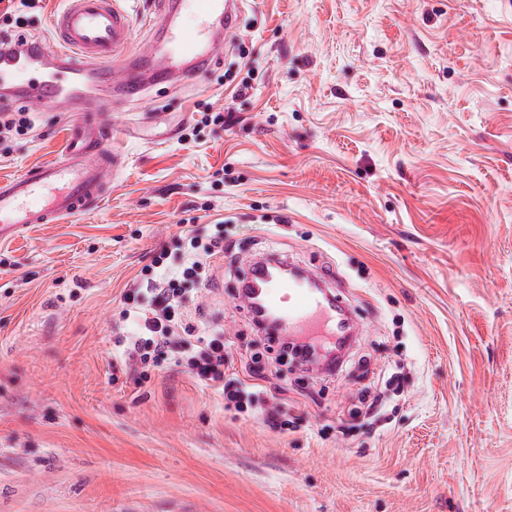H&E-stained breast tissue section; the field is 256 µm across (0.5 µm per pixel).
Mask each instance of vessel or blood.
<instances>
[{
    "label": "vessel or blood",
    "instance_id": "1",
    "mask_svg": "<svg viewBox=\"0 0 512 512\" xmlns=\"http://www.w3.org/2000/svg\"><path fill=\"white\" fill-rule=\"evenodd\" d=\"M242 0H156L153 23L172 46L158 55L154 45L130 51L131 22L116 0H65L50 25L55 51L29 45L0 48V86L41 110L64 106L66 139L49 162L23 174L0 177V243L12 241L35 224H58L94 208L112 187V99L140 98L147 89L204 74L221 60L223 33L232 31ZM193 25H186L185 16ZM320 273L269 282L265 306L278 318V339L332 336L340 328L336 308L316 284Z\"/></svg>",
    "mask_w": 512,
    "mask_h": 512
}]
</instances>
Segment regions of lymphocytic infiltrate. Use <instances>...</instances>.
Returning a JSON list of instances; mask_svg holds the SVG:
<instances>
[{
	"instance_id": "f902f5d3",
	"label": "lymphocytic infiltrate",
	"mask_w": 512,
	"mask_h": 512,
	"mask_svg": "<svg viewBox=\"0 0 512 512\" xmlns=\"http://www.w3.org/2000/svg\"><path fill=\"white\" fill-rule=\"evenodd\" d=\"M188 242L193 250L188 262L177 270H169L168 251L160 249L147 268V278L140 288L125 294L122 316L133 321L138 330L137 335L117 341L125 359L134 368L144 369L161 366L172 357H183L187 373L222 395L225 407L240 413L260 407L266 426L282 433L290 430L293 423L270 390L230 377L228 344L222 331L194 338L190 327L185 326L183 307L188 284L201 279L208 260L224 250L223 240L206 241L196 232Z\"/></svg>"
}]
</instances>
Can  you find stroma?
<instances>
[{
	"mask_svg": "<svg viewBox=\"0 0 512 512\" xmlns=\"http://www.w3.org/2000/svg\"><path fill=\"white\" fill-rule=\"evenodd\" d=\"M65 133L37 113L0 176ZM110 149L123 167L97 208L0 244V512H512L500 0H244L210 72L113 105ZM202 204L199 228L233 250L186 321L223 327L242 380L271 364L290 433L181 365L113 376L124 291ZM270 252L331 274L355 323L336 370L301 371L253 332L236 288ZM365 386L385 425L362 415Z\"/></svg>",
	"mask_w": 512,
	"mask_h": 512,
	"instance_id": "stroma-1",
	"label": "stroma"
}]
</instances>
